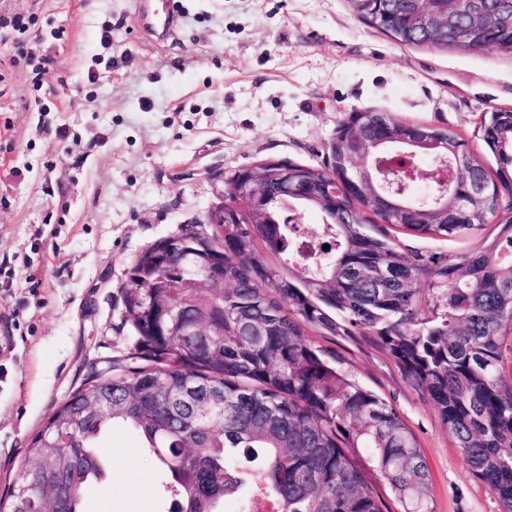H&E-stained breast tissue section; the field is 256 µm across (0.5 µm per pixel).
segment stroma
I'll return each instance as SVG.
<instances>
[{
	"label": "stroma",
	"instance_id": "obj_1",
	"mask_svg": "<svg viewBox=\"0 0 512 512\" xmlns=\"http://www.w3.org/2000/svg\"><path fill=\"white\" fill-rule=\"evenodd\" d=\"M180 10L175 34L156 42L132 0H0V15L27 22L0 29V497L22 481L25 450L55 408L112 363L134 366L127 272L203 218L215 171L266 157L320 164L338 122L368 109L446 127L494 161L475 127L512 109V53L405 46L348 0ZM305 334L415 431L434 512H498L385 351ZM100 445L106 476L82 487V512H168L166 472L134 433L111 429Z\"/></svg>",
	"mask_w": 512,
	"mask_h": 512
}]
</instances>
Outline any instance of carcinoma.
<instances>
[{
	"label": "carcinoma",
	"instance_id": "carcinoma-1",
	"mask_svg": "<svg viewBox=\"0 0 512 512\" xmlns=\"http://www.w3.org/2000/svg\"><path fill=\"white\" fill-rule=\"evenodd\" d=\"M353 13L397 43L471 49L452 34L442 40L415 28L422 11L444 0H348ZM512 53V10L489 14L471 38ZM478 131L496 165H487L462 135L403 122L386 112H349L339 121L320 166L294 167L298 203L320 210L321 241L309 247L282 206L274 168L265 194L224 225V292L163 287V252L177 237L149 246L128 277L145 282L123 301L145 364L93 378L59 406L40 435L56 440L58 470L81 488L103 476L96 442L109 425L142 437L166 468L177 512H220L228 499L265 496L278 512H390L377 486L401 512H432L430 473L417 435L396 408L334 366L307 342L303 326L332 336H361L388 353L423 390L455 439L472 475L512 512V376L501 337L512 333V112L480 117ZM400 137L424 142L455 173L456 196L476 206L417 209L395 181L413 158L383 155L396 195L350 176L342 164L353 143ZM457 240L488 231L472 254L412 252L393 231ZM185 269L204 278L198 253L210 235L194 234ZM329 249H323V246ZM285 256L288 272L264 260ZM427 287L420 288V281ZM205 322L207 336H179ZM112 398V416L84 410L85 393ZM7 512H38V491L12 488Z\"/></svg>",
	"mask_w": 512,
	"mask_h": 512
}]
</instances>
